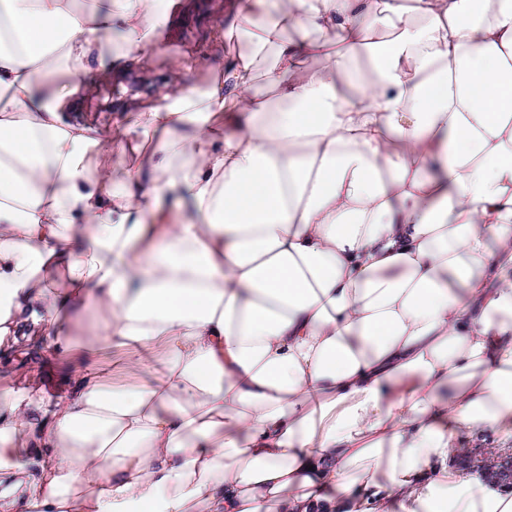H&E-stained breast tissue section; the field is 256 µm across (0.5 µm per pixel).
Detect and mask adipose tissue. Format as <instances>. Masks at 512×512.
Wrapping results in <instances>:
<instances>
[{
    "mask_svg": "<svg viewBox=\"0 0 512 512\" xmlns=\"http://www.w3.org/2000/svg\"><path fill=\"white\" fill-rule=\"evenodd\" d=\"M176 3L0 0V354L69 363L6 376L0 512H512L448 466L512 438V0H239L220 78L69 120ZM102 360L104 363L112 361V383L118 385L139 383L161 369L160 359L157 357L150 358L138 366H128L125 355L117 350H112V354H104Z\"/></svg>",
    "mask_w": 512,
    "mask_h": 512,
    "instance_id": "adipose-tissue-1",
    "label": "adipose tissue"
}]
</instances>
